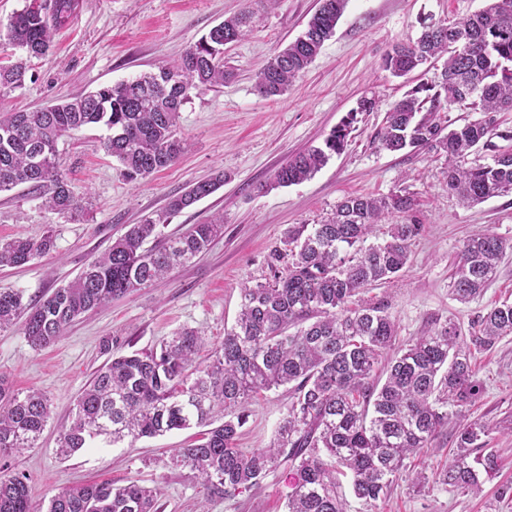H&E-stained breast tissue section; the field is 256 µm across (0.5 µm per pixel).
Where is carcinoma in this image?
Here are the masks:
<instances>
[{"mask_svg":"<svg viewBox=\"0 0 512 512\" xmlns=\"http://www.w3.org/2000/svg\"><path fill=\"white\" fill-rule=\"evenodd\" d=\"M348 0H318L304 31L257 73L256 90L282 95L321 53L335 33ZM75 9V0H26L10 24L14 45L40 57L56 26ZM251 15L241 12L213 26L174 66H160L30 112L0 107V191L27 184L43 193V206L79 216L83 206L69 188L58 143L89 125L106 129L105 152L130 179L149 177L175 163L184 150L179 114L191 89L224 83V46L248 34ZM444 59L440 80L421 82L387 112L379 148L399 153L426 148L448 160V193L471 206L512 193V151H494L488 163L468 164L475 149L504 137L485 120L450 130L441 112L468 103L473 112L512 110V0H484L462 21L442 28L422 23L421 34L395 45L382 66L395 77ZM23 61L0 64V102L25 85ZM356 114L350 112L321 146L297 152L274 174L270 187L310 178L341 153ZM224 184V173L173 196L165 210L146 217L112 241L70 283L43 301L23 302V293L0 288V330L26 316L23 333L42 348L57 341L79 316L147 287L173 267L191 261L223 233V218L194 224L158 244L157 227ZM382 240L366 244L386 218ZM424 224L413 195H348L319 224H299L284 239L288 262L272 281L241 288L235 325L211 360L196 357L201 332L184 329L158 350L114 354L82 390L71 425L60 434L57 452L69 457L88 440L135 442L195 425L202 437L178 448L173 467L188 466L211 498L247 491L284 457L294 473L288 512H347L338 476L350 475L356 498H386L405 476V460L432 447L451 417L460 421L456 449L417 480L467 493L480 490L482 475L497 471L499 457L486 451L495 426L465 420L464 407L482 393L473 351L512 336V302L492 305L465 336L445 322L409 343L395 345L397 327L389 301L374 297L356 306L352 298L391 282L409 261ZM55 247L53 235L0 241V267L23 266ZM512 240L492 227L462 244L451 272V291L468 304L493 281ZM294 327L296 331L288 332ZM290 386L291 401L277 443L246 455L236 448L249 404L263 390ZM50 416L39 390L16 391L0 377V455L37 447ZM158 490L132 480L65 489L51 497L46 512H158ZM0 512H37L20 476H0Z\"/></svg>","mask_w":512,"mask_h":512,"instance_id":"cac0c4a2","label":"carcinoma"}]
</instances>
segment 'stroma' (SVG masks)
I'll use <instances>...</instances> for the list:
<instances>
[{"label":"stroma","instance_id":"35a3bbf8","mask_svg":"<svg viewBox=\"0 0 512 512\" xmlns=\"http://www.w3.org/2000/svg\"><path fill=\"white\" fill-rule=\"evenodd\" d=\"M24 4L0 0V62L24 59L29 66L25 87L5 101L16 110H35L175 63L210 28L241 9L252 11L253 23L244 40L224 49V83L190 92L179 120L186 150L173 166L143 180L127 179L101 147L104 129L86 126L58 145L70 189L86 208L83 221L47 211L40 193L28 186L0 192V239L47 231L55 237L49 254L24 266L0 267V288L21 290L25 302L34 304L107 251L125 225L164 209L172 196L215 172L226 176L217 191L157 228L164 240L223 216V235L191 262L82 315L48 347L33 349L21 324L0 330V375L15 390L43 392L52 409L37 447L0 457V474L24 477L40 510L65 488L135 480L158 489L160 512H286L288 466L270 470L257 487L223 500L210 499L190 468L168 467L170 455L192 444L198 428L115 446L97 439L67 459L56 452L60 433L71 421L76 397L112 353L156 348L191 328L205 333L199 358L207 360L235 323L243 282L271 280L288 228L319 223L352 194L404 189L419 203L424 233L398 278L377 289L389 299L399 340L427 334L445 321L470 333L479 313L512 301V254L479 299L462 304L450 291L452 264L467 237L489 225L512 238V194L461 206L448 192L444 157L423 150L394 154L377 143L387 110L418 81L385 71L386 52L416 37L421 18L459 21L482 0H349L319 56L276 97L256 91L255 74L301 34L318 0H76L49 53L30 60L9 40L11 19ZM369 92L380 99L377 111L357 112L358 100ZM351 111L356 122L341 154L307 181L264 191L291 155L320 144ZM473 362L483 392L466 412L496 424L488 446L500 458L498 473L483 480L477 495L402 480L373 507L354 497L346 477L342 493L349 512H512V498L498 496L501 485L512 483V337L477 352ZM289 402L284 387L257 394L238 448L250 453L273 445Z\"/></svg>","mask_w":512,"mask_h":512}]
</instances>
